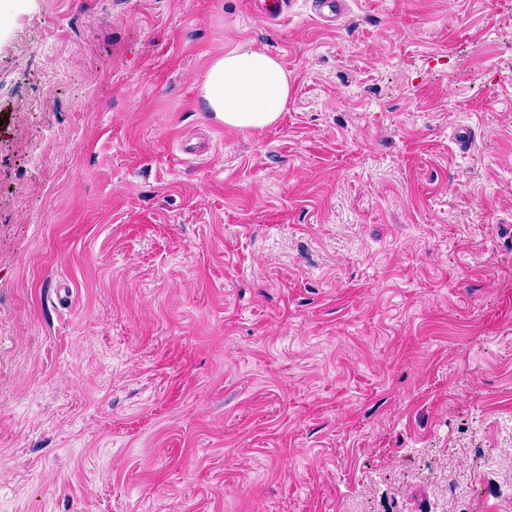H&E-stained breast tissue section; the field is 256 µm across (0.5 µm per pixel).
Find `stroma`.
Wrapping results in <instances>:
<instances>
[{
	"instance_id": "1",
	"label": "stroma",
	"mask_w": 512,
	"mask_h": 512,
	"mask_svg": "<svg viewBox=\"0 0 512 512\" xmlns=\"http://www.w3.org/2000/svg\"><path fill=\"white\" fill-rule=\"evenodd\" d=\"M345 2L0 0V512H512V0ZM311 4L321 25L333 27L343 16L342 0H311ZM288 70L283 62L249 42L214 57L200 86L206 112L224 127L254 132L275 124L288 107Z\"/></svg>"
}]
</instances>
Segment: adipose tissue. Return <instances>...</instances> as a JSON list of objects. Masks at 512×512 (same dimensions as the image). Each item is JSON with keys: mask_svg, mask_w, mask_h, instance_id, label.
<instances>
[{"mask_svg": "<svg viewBox=\"0 0 512 512\" xmlns=\"http://www.w3.org/2000/svg\"><path fill=\"white\" fill-rule=\"evenodd\" d=\"M290 92L283 62L247 42L214 57L200 86L205 110L225 127L243 132L275 124L288 107Z\"/></svg>", "mask_w": 512, "mask_h": 512, "instance_id": "ef3b65f1", "label": "adipose tissue"}]
</instances>
